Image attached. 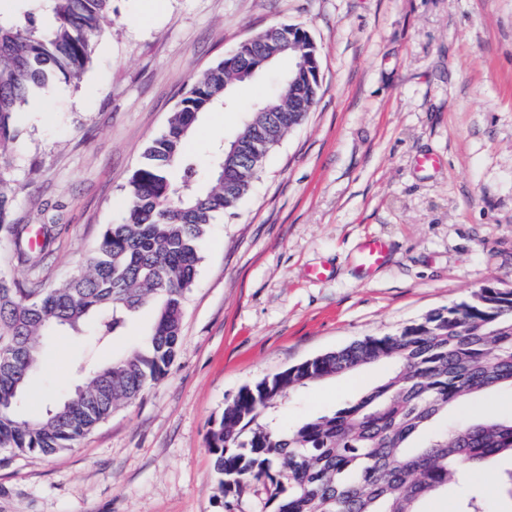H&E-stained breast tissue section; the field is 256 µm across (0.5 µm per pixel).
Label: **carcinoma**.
<instances>
[{
  "mask_svg": "<svg viewBox=\"0 0 512 512\" xmlns=\"http://www.w3.org/2000/svg\"><path fill=\"white\" fill-rule=\"evenodd\" d=\"M16 2L15 13H0V235L13 237L18 263L34 271L45 247L31 248L23 227L10 221L11 153L21 136L16 115L49 85L80 82L112 0ZM271 45L261 30L192 80L129 182L125 222L107 227L83 269L48 288L0 272L1 451L52 456L71 448L168 374L201 240L301 123L305 112L297 111L296 99L309 112L320 91L304 92L306 64L319 54L303 32L278 54L296 60L279 91L244 111L239 130L212 153L209 182L198 184L186 142L233 85L257 77L252 68ZM149 304L156 315L142 345L108 365L84 367L86 396L75 394L35 419L25 416L43 337L90 320L89 343L104 342ZM378 363L389 364L388 374L358 398L292 428L280 424L278 408L291 392ZM505 386L512 387V289L489 285L393 333L241 388L207 433L216 489L226 512L258 489L267 512H418L419 501L459 487L465 495L459 512H485L471 491L486 470L512 457V418L437 422L472 396Z\"/></svg>",
  "mask_w": 512,
  "mask_h": 512,
  "instance_id": "cac0c4a2",
  "label": "carcinoma"
}]
</instances>
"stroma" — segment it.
<instances>
[{
  "mask_svg": "<svg viewBox=\"0 0 512 512\" xmlns=\"http://www.w3.org/2000/svg\"><path fill=\"white\" fill-rule=\"evenodd\" d=\"M113 0L79 86L43 93L17 116L12 223L47 230L39 272L77 273L111 224L148 144L192 77L255 32L308 30L321 90L304 122L266 159L233 211L200 243L168 375L65 452L0 451V512H224L206 434L247 384L420 321L486 285L512 288V0ZM282 58L202 115L189 151L206 159L291 68ZM436 165L420 166V157ZM370 237L389 245L367 271ZM327 269L325 280L314 270ZM151 308L109 342L46 340L26 409L70 397L85 361L138 346ZM336 379L292 393L284 426L376 384ZM512 415V390L473 398L449 421Z\"/></svg>",
  "mask_w": 512,
  "mask_h": 512,
  "instance_id": "35a3bbf8",
  "label": "stroma"
}]
</instances>
